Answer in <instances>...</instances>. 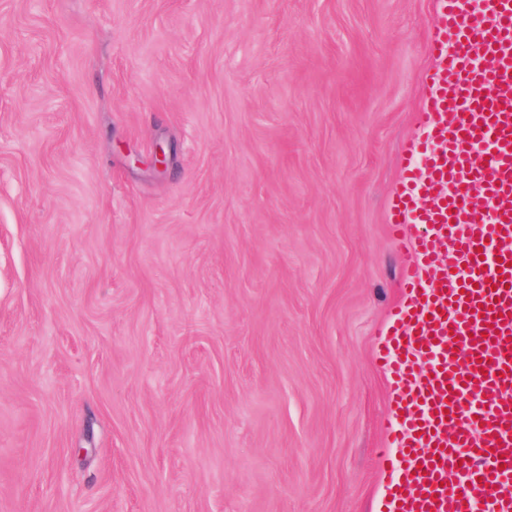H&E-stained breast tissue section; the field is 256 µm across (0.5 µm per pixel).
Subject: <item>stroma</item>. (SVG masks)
Instances as JSON below:
<instances>
[{
  "instance_id": "obj_1",
  "label": "stroma",
  "mask_w": 512,
  "mask_h": 512,
  "mask_svg": "<svg viewBox=\"0 0 512 512\" xmlns=\"http://www.w3.org/2000/svg\"><path fill=\"white\" fill-rule=\"evenodd\" d=\"M434 20L0 0V512H385Z\"/></svg>"
}]
</instances>
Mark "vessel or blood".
<instances>
[{
  "mask_svg": "<svg viewBox=\"0 0 512 512\" xmlns=\"http://www.w3.org/2000/svg\"><path fill=\"white\" fill-rule=\"evenodd\" d=\"M436 65L388 222L405 300L386 512H512V0H435Z\"/></svg>",
  "mask_w": 512,
  "mask_h": 512,
  "instance_id": "obj_1",
  "label": "vessel or blood"
}]
</instances>
